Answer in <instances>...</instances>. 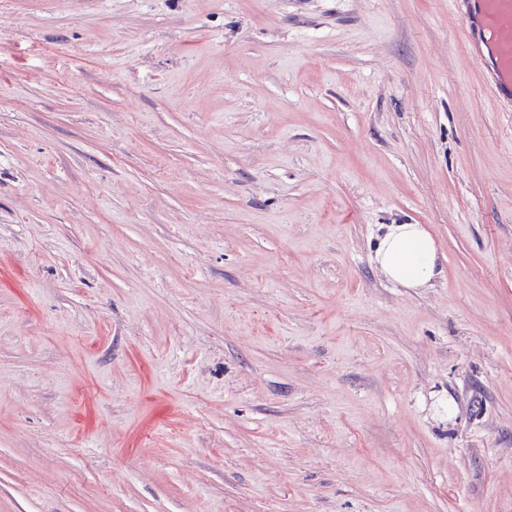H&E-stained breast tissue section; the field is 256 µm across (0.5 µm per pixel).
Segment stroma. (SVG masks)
<instances>
[{"label":"stroma","mask_w":512,"mask_h":512,"mask_svg":"<svg viewBox=\"0 0 512 512\" xmlns=\"http://www.w3.org/2000/svg\"><path fill=\"white\" fill-rule=\"evenodd\" d=\"M464 12L0 0V512H512V107ZM378 237L375 260L392 281L407 288H426L443 272L431 235L420 224H386Z\"/></svg>","instance_id":"1"}]
</instances>
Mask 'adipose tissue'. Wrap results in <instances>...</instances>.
Instances as JSON below:
<instances>
[{
  "label": "adipose tissue",
  "instance_id": "obj_1",
  "mask_svg": "<svg viewBox=\"0 0 512 512\" xmlns=\"http://www.w3.org/2000/svg\"><path fill=\"white\" fill-rule=\"evenodd\" d=\"M375 260L390 280L408 288L429 287L443 272L437 247L420 224L385 225Z\"/></svg>",
  "mask_w": 512,
  "mask_h": 512
}]
</instances>
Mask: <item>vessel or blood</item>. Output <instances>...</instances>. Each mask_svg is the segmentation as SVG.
<instances>
[{
    "instance_id": "vessel-or-blood-1",
    "label": "vessel or blood",
    "mask_w": 512,
    "mask_h": 512,
    "mask_svg": "<svg viewBox=\"0 0 512 512\" xmlns=\"http://www.w3.org/2000/svg\"><path fill=\"white\" fill-rule=\"evenodd\" d=\"M468 40L492 91L512 103V0H467Z\"/></svg>"
}]
</instances>
